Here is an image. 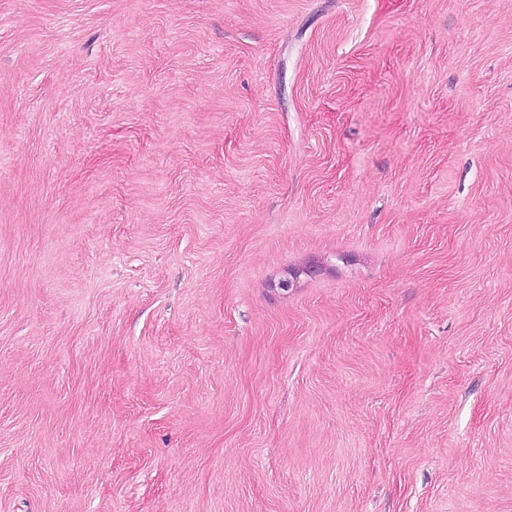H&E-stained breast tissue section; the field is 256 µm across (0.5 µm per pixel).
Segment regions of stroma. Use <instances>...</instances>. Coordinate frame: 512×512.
Returning a JSON list of instances; mask_svg holds the SVG:
<instances>
[{
	"label": "stroma",
	"mask_w": 512,
	"mask_h": 512,
	"mask_svg": "<svg viewBox=\"0 0 512 512\" xmlns=\"http://www.w3.org/2000/svg\"><path fill=\"white\" fill-rule=\"evenodd\" d=\"M0 512H512V0H0Z\"/></svg>",
	"instance_id": "1"
}]
</instances>
